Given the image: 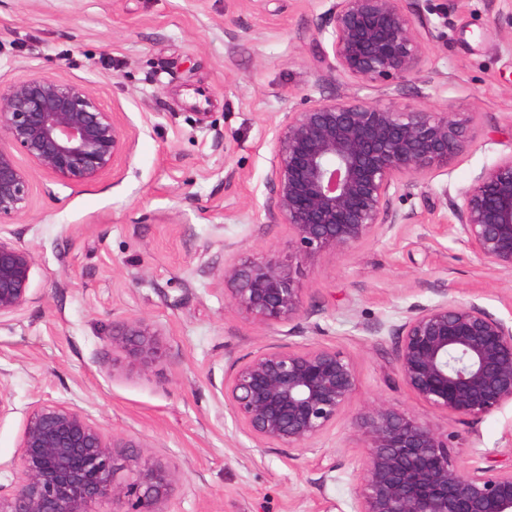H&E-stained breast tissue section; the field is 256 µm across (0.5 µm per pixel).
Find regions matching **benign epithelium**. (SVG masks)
Wrapping results in <instances>:
<instances>
[{
	"instance_id": "benign-epithelium-1",
	"label": "benign epithelium",
	"mask_w": 512,
	"mask_h": 512,
	"mask_svg": "<svg viewBox=\"0 0 512 512\" xmlns=\"http://www.w3.org/2000/svg\"><path fill=\"white\" fill-rule=\"evenodd\" d=\"M404 2L336 0L331 30L318 31L329 36L333 68L358 88L421 72L431 33L417 28ZM469 142V120L458 113L383 105L357 92L290 109L275 132L268 176L269 218L288 225V261L226 262L230 302L266 326L302 317L300 267L403 223L394 197ZM134 145L84 84L45 74L0 84V223L28 212L35 175L90 183ZM19 153L30 166L19 164ZM459 196L450 220L458 240L512 273V154ZM34 266L30 250L0 237V317L30 301ZM385 328L399 336V376L435 412L475 419L512 405V323L445 294L407 308L398 325L377 326ZM111 342L141 373L166 357L162 328L144 317L112 321ZM355 387L353 364L336 349L282 346L242 361L224 399L258 446L306 449L336 425ZM355 430L366 453L354 512H512V467L460 468L432 422L376 401ZM134 447L105 436L73 406L42 404L26 419L0 512H167L178 471L141 453L118 463L116 449Z\"/></svg>"
}]
</instances>
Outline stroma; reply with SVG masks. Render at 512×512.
I'll list each match as a JSON object with an SVG mask.
<instances>
[{"instance_id": "35a3bbf8", "label": "stroma", "mask_w": 512, "mask_h": 512, "mask_svg": "<svg viewBox=\"0 0 512 512\" xmlns=\"http://www.w3.org/2000/svg\"><path fill=\"white\" fill-rule=\"evenodd\" d=\"M335 0H0V83L34 73L90 86L133 132L117 174L77 186L36 177L29 213L0 236L32 251L33 298L0 318V488L10 489L29 413L78 408L104 435L175 466L168 512H353L365 448L353 424L382 400L430 420L460 467L512 464V405L478 419L434 412L401 381L398 338L374 332L443 294L512 321V273L441 223L460 189L512 154V0H408L432 30L422 73L369 98L470 120L471 141L399 202L404 224L298 274L305 314L265 326L228 300L232 257L287 259L272 223L273 139L289 109L354 93L315 37ZM164 329L143 374L110 342L115 319ZM328 346L357 384L309 449L257 447L222 391L234 367L277 346Z\"/></svg>"}]
</instances>
